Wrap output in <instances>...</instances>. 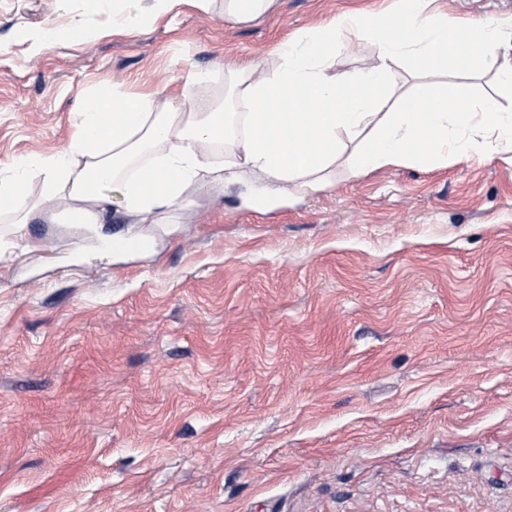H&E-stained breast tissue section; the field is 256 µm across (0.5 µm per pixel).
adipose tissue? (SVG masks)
<instances>
[{"mask_svg": "<svg viewBox=\"0 0 512 512\" xmlns=\"http://www.w3.org/2000/svg\"><path fill=\"white\" fill-rule=\"evenodd\" d=\"M431 0H402L397 18L373 11L341 15L280 45L279 62H249L231 73L246 109L196 94L87 101L80 134L69 151L44 166L52 203L50 222L100 223L118 202L136 224H152L159 210L182 204L201 176L212 183L247 176L283 192L315 190L339 159L363 172L382 167L430 169L474 152L512 147V109L488 99L475 103L467 81L496 69L512 89V60L500 57L501 22H478L430 10ZM348 29L377 41V60L365 72H334V31ZM407 61L408 87L393 92L391 65ZM448 72L455 83L432 80ZM228 141L223 167L211 145Z\"/></svg>", "mask_w": 512, "mask_h": 512, "instance_id": "adipose-tissue-1", "label": "adipose tissue"}]
</instances>
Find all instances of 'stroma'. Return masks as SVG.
I'll return each mask as SVG.
<instances>
[{
    "mask_svg": "<svg viewBox=\"0 0 512 512\" xmlns=\"http://www.w3.org/2000/svg\"><path fill=\"white\" fill-rule=\"evenodd\" d=\"M512 26V0H437ZM400 0H0V181L27 205L98 92L223 97L301 29ZM135 18L122 30L120 17ZM73 37L42 44L48 29ZM341 72L377 45L342 31ZM0 212V512H512V152L196 184L145 256ZM273 0H225L224 19L244 22L265 12Z\"/></svg>",
    "mask_w": 512,
    "mask_h": 512,
    "instance_id": "obj_1",
    "label": "stroma"
}]
</instances>
